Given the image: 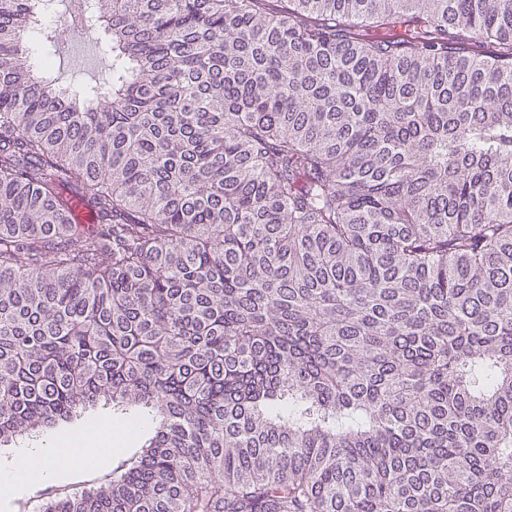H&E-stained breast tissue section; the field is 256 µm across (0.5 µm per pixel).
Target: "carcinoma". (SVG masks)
<instances>
[{
	"label": "carcinoma",
	"mask_w": 512,
	"mask_h": 512,
	"mask_svg": "<svg viewBox=\"0 0 512 512\" xmlns=\"http://www.w3.org/2000/svg\"><path fill=\"white\" fill-rule=\"evenodd\" d=\"M279 2L0 0V446L154 429L39 512H512V0ZM60 38L56 47L55 69L61 78L77 84L98 81L101 45L95 43V36L72 31L61 34Z\"/></svg>",
	"instance_id": "1"
}]
</instances>
